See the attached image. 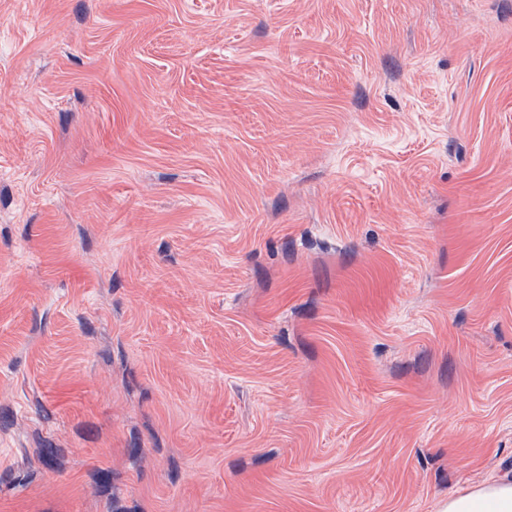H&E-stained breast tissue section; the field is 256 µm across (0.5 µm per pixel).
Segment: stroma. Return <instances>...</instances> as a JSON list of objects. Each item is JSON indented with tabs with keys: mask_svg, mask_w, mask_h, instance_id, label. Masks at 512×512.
Here are the masks:
<instances>
[{
	"mask_svg": "<svg viewBox=\"0 0 512 512\" xmlns=\"http://www.w3.org/2000/svg\"><path fill=\"white\" fill-rule=\"evenodd\" d=\"M506 473L512 0H0V512Z\"/></svg>",
	"mask_w": 512,
	"mask_h": 512,
	"instance_id": "stroma-1",
	"label": "stroma"
}]
</instances>
